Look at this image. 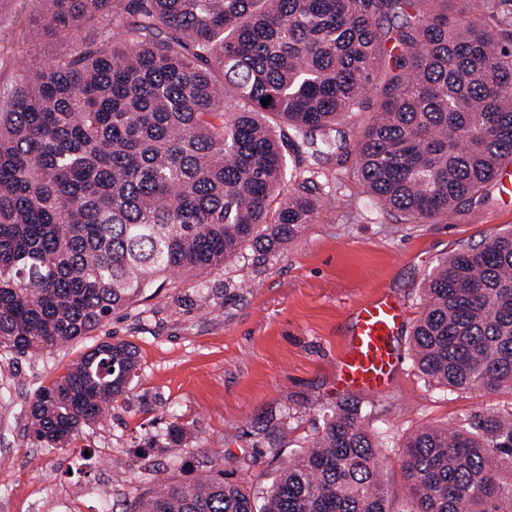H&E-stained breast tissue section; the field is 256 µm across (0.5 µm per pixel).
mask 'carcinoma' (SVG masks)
<instances>
[{
	"label": "carcinoma",
	"instance_id": "1",
	"mask_svg": "<svg viewBox=\"0 0 512 512\" xmlns=\"http://www.w3.org/2000/svg\"><path fill=\"white\" fill-rule=\"evenodd\" d=\"M31 36L50 50L0 91V348L19 356L87 335L170 273L278 252L315 221L313 177L347 159L341 124L369 91L353 176L387 214L481 206L512 165V0H39ZM423 291L420 372L512 395V226ZM137 369L129 342L84 353L35 393L32 435L68 445ZM185 435L171 422L163 447ZM401 469L396 510L377 438L343 402L262 507L218 470L125 512H512V411L416 431Z\"/></svg>",
	"mask_w": 512,
	"mask_h": 512
}]
</instances>
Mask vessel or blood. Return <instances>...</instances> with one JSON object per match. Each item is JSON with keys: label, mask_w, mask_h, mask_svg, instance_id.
Listing matches in <instances>:
<instances>
[{"label": "vessel or blood", "mask_w": 512, "mask_h": 512, "mask_svg": "<svg viewBox=\"0 0 512 512\" xmlns=\"http://www.w3.org/2000/svg\"><path fill=\"white\" fill-rule=\"evenodd\" d=\"M406 317L405 307L383 294L357 307L336 365L341 390L378 393L386 388L399 364L394 340Z\"/></svg>", "instance_id": "obj_1"}]
</instances>
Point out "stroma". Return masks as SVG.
Returning a JSON list of instances; mask_svg holds the SVG:
<instances>
[{
  "label": "stroma",
  "mask_w": 512,
  "mask_h": 512,
  "mask_svg": "<svg viewBox=\"0 0 512 512\" xmlns=\"http://www.w3.org/2000/svg\"><path fill=\"white\" fill-rule=\"evenodd\" d=\"M36 0L0 12V87L31 66L42 45L27 37ZM315 223L264 261L244 251L207 287L176 274L77 342L51 353L0 350V512H122L125 500L164 479L192 480L201 461L262 492L278 466L304 450L329 409L350 398L382 447L396 505L407 499L404 439L427 425L450 428L474 413L512 410V396L457 391L418 370L412 331L432 268L512 225V173L479 208L431 224H403L363 193L351 164L326 168ZM408 311L394 344L400 365L379 394L336 389V357L356 306L377 291ZM128 341L139 368L130 392L67 446L27 431L36 391L62 378L104 341ZM188 433L178 448L150 447L167 425Z\"/></svg>",
  "instance_id": "1"
}]
</instances>
